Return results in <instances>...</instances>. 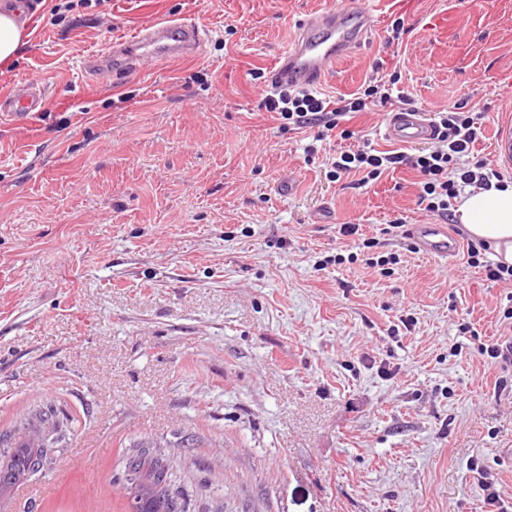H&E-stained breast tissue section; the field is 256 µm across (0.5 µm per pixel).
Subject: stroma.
<instances>
[{
    "instance_id": "1",
    "label": "stroma",
    "mask_w": 512,
    "mask_h": 512,
    "mask_svg": "<svg viewBox=\"0 0 512 512\" xmlns=\"http://www.w3.org/2000/svg\"><path fill=\"white\" fill-rule=\"evenodd\" d=\"M343 2L27 0L0 92L39 81L46 105L0 123V433L47 404L70 423L0 512H128L118 477L157 442L193 512H485L475 463L512 502V392L478 353L512 334V285L466 252L418 251L406 225L440 218L411 167L333 178L336 153L395 149L390 106L312 156L258 109L296 22ZM165 17L208 31L201 56L119 90L86 68ZM379 67L426 114L480 103L474 153L512 180L493 152L512 124V0H384L320 92H360Z\"/></svg>"
}]
</instances>
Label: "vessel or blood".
<instances>
[{
	"label": "vessel or blood",
	"mask_w": 512,
	"mask_h": 512,
	"mask_svg": "<svg viewBox=\"0 0 512 512\" xmlns=\"http://www.w3.org/2000/svg\"><path fill=\"white\" fill-rule=\"evenodd\" d=\"M376 0L315 12L302 19L290 43L279 54L272 69V85L319 89L337 62L361 51L378 26ZM205 44L204 31L184 18H165L144 25L133 40L119 39L104 52L93 56L90 68L126 77L142 73L157 62L191 60ZM45 101L43 86L35 81L0 95V118L25 122L41 112ZM387 139L415 145L431 141L435 127L425 113L411 110L392 113L384 126ZM409 235L419 250L430 257L455 254L458 244L444 224H414Z\"/></svg>",
	"instance_id": "b4317fda"
}]
</instances>
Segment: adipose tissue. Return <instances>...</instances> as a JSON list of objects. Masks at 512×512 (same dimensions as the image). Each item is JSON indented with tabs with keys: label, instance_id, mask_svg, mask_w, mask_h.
<instances>
[{
	"label": "adipose tissue",
	"instance_id": "1",
	"mask_svg": "<svg viewBox=\"0 0 512 512\" xmlns=\"http://www.w3.org/2000/svg\"><path fill=\"white\" fill-rule=\"evenodd\" d=\"M24 38L20 12L6 0L0 5V66L12 65ZM455 216L473 238L495 249L499 261L512 265V181L498 188L466 191Z\"/></svg>",
	"mask_w": 512,
	"mask_h": 512
}]
</instances>
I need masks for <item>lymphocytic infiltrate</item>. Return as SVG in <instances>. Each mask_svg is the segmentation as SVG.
I'll use <instances>...</instances> for the list:
<instances>
[{
    "mask_svg": "<svg viewBox=\"0 0 512 512\" xmlns=\"http://www.w3.org/2000/svg\"><path fill=\"white\" fill-rule=\"evenodd\" d=\"M397 74L373 77L371 85L353 97H340L336 101L306 90L280 87L267 93L260 104L263 111L275 113L277 118L293 127L315 129L316 140H324L329 132L339 131L341 138H353L354 132L345 128L346 117L365 111L371 104H386L390 99L388 84L396 83ZM436 145L432 150L415 156L402 151L368 149L346 151L332 163L334 176L359 171L367 179L379 178L385 171L410 164L419 171L422 191L419 196L426 210L447 215L451 199L466 188L486 189L502 183L503 174L484 159L475 157L473 147L482 135L478 115L473 110L454 107L437 112Z\"/></svg>",
    "mask_w": 512,
    "mask_h": 512,
    "instance_id": "lymphocytic-infiltrate-1",
    "label": "lymphocytic infiltrate"
}]
</instances>
